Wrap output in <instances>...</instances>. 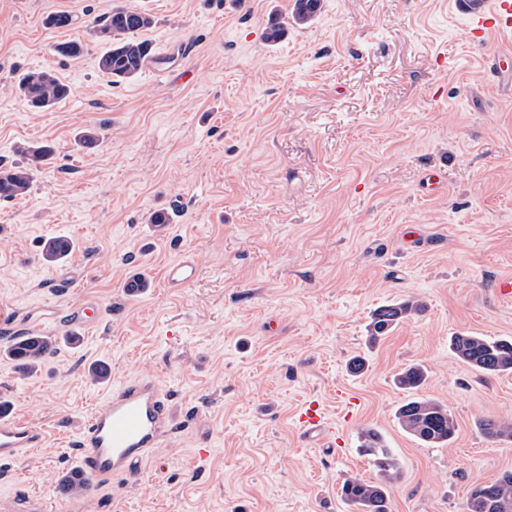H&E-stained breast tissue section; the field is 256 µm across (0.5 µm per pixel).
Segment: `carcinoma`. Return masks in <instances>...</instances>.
<instances>
[{
  "instance_id": "carcinoma-1",
  "label": "carcinoma",
  "mask_w": 512,
  "mask_h": 512,
  "mask_svg": "<svg viewBox=\"0 0 512 512\" xmlns=\"http://www.w3.org/2000/svg\"><path fill=\"white\" fill-rule=\"evenodd\" d=\"M315 0H294L292 19L296 24H306L316 16ZM153 19L140 11L116 7L97 26L95 33L109 44L100 57L99 70L112 82L135 77L152 59L151 46L137 38L138 32L150 27ZM17 93L26 104L38 110L52 108L70 94V87L50 71L30 72L19 77L15 84ZM17 152L24 163L0 170V197L12 198L27 192L33 171L53 154L48 145L20 146ZM71 250L59 248L58 238L43 243L42 258L55 263L69 256ZM424 304L416 300L383 306L375 313L370 325L371 342L386 335L398 323L420 315ZM58 342L50 336H17L3 353L21 364L23 370H37L45 359L57 351ZM450 348L470 367L485 373L512 371V340L459 334L451 337ZM426 374L419 366H410L397 376V383L404 389H417L423 385ZM400 426L424 444H447L455 435L456 424L448 408L430 399H412L397 412ZM483 434L490 439L512 438V427L492 418L479 421ZM365 455L382 473L383 482L374 484L362 478L346 479L343 485L345 500L354 512H389V498L385 485L400 477L396 459L386 447L381 434L368 429L361 444ZM469 512H512V472L502 474L491 483L474 488L468 506Z\"/></svg>"
}]
</instances>
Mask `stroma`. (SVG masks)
Returning <instances> with one entry per match:
<instances>
[{"instance_id": "stroma-1", "label": "stroma", "mask_w": 512, "mask_h": 512, "mask_svg": "<svg viewBox=\"0 0 512 512\" xmlns=\"http://www.w3.org/2000/svg\"><path fill=\"white\" fill-rule=\"evenodd\" d=\"M119 5L152 16L139 37L156 63L114 83L92 28ZM292 7L0 0V168L20 162L18 146L55 149L26 194L0 198V347L38 323L61 340L31 376L0 354V395L46 434L5 465L0 512H352L345 479L381 480L360 448L368 429L402 472L391 512H468L474 487L512 471V438L478 426L512 421V372L478 373L449 346L460 333L512 339V298L493 290L512 277V70L492 68L507 45L470 41L455 0H323L303 26ZM55 13L72 24L47 26ZM273 18L288 24L275 44ZM70 41L79 57L60 53ZM43 70L72 92L36 111L14 83ZM90 127L100 141L76 147ZM59 235L73 252L44 261ZM183 257L195 280L167 287L164 268ZM407 299L424 312L369 344L375 310ZM90 304L98 322L74 329ZM73 331L80 347L63 342ZM98 364L109 380L90 379ZM410 366L427 375L415 392L396 383ZM139 376L174 394L177 430L134 475L55 503L78 423ZM341 389L360 400L352 416ZM415 396L448 408V445L401 428ZM309 399L341 446L300 439Z\"/></svg>"}]
</instances>
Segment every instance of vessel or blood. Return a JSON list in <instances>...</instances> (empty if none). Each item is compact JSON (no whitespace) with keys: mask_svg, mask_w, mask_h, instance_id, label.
<instances>
[{"mask_svg":"<svg viewBox=\"0 0 512 512\" xmlns=\"http://www.w3.org/2000/svg\"><path fill=\"white\" fill-rule=\"evenodd\" d=\"M468 33L474 40L490 33L512 38V0H479L469 11ZM195 276L194 265L180 259L167 266L165 282L177 288ZM296 426L309 442L336 439L335 428L316 400L301 407ZM174 428L169 399L154 378L126 381L111 392L78 431L73 442L76 461L69 468L71 488H92L114 477L132 474L137 464ZM44 443L42 430L18 419L10 403L0 404V462L17 460Z\"/></svg>","mask_w":512,"mask_h":512,"instance_id":"obj_1","label":"vessel or blood"}]
</instances>
